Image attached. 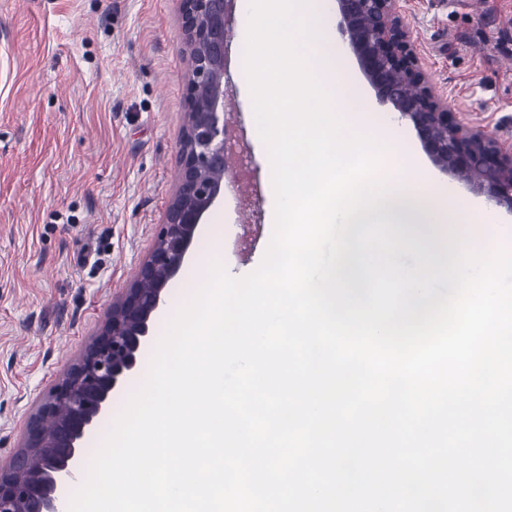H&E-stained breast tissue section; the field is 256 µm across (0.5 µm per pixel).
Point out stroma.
I'll return each mask as SVG.
<instances>
[{
    "label": "stroma",
    "mask_w": 512,
    "mask_h": 512,
    "mask_svg": "<svg viewBox=\"0 0 512 512\" xmlns=\"http://www.w3.org/2000/svg\"><path fill=\"white\" fill-rule=\"evenodd\" d=\"M403 19L449 111L512 146V0H406ZM234 39L227 121L249 153L207 218L234 277L261 263L272 176L243 91ZM341 66L422 166L421 142ZM188 57L179 0H0V465L40 402L129 287L165 220L185 123ZM198 233L167 290L186 302L204 275Z\"/></svg>",
    "instance_id": "stroma-1"
}]
</instances>
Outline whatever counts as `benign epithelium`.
<instances>
[{"label": "benign epithelium", "mask_w": 512, "mask_h": 512, "mask_svg": "<svg viewBox=\"0 0 512 512\" xmlns=\"http://www.w3.org/2000/svg\"><path fill=\"white\" fill-rule=\"evenodd\" d=\"M233 0H180L189 58V102L176 190L153 250L96 337L30 418L24 450L0 467V512H61L58 491L83 453L87 434L111 410L151 339L166 288L205 216L224 195L228 122L224 81ZM338 31L378 101L416 131L426 155L512 213V152L485 129L444 108L403 21L400 0H336Z\"/></svg>", "instance_id": "benign-epithelium-1"}]
</instances>
